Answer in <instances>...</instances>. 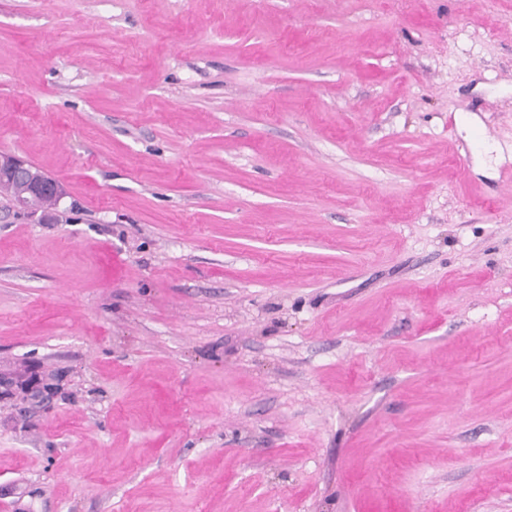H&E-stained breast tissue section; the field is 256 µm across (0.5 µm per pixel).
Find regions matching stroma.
Returning a JSON list of instances; mask_svg holds the SVG:
<instances>
[{"mask_svg": "<svg viewBox=\"0 0 512 512\" xmlns=\"http://www.w3.org/2000/svg\"><path fill=\"white\" fill-rule=\"evenodd\" d=\"M1 152L0 512H512V0H0ZM0 179L11 180L20 185L14 202L21 208H26L31 198L45 193L61 195V189L55 181L28 165L26 161L10 154L0 153Z\"/></svg>", "mask_w": 512, "mask_h": 512, "instance_id": "obj_1", "label": "stroma"}]
</instances>
